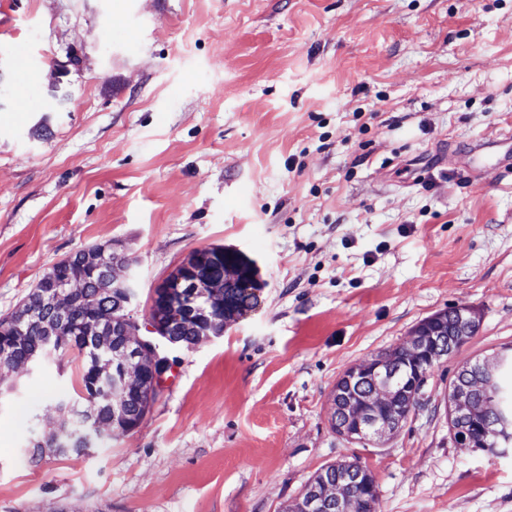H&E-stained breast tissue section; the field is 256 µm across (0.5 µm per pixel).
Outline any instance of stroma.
<instances>
[{
  "mask_svg": "<svg viewBox=\"0 0 512 512\" xmlns=\"http://www.w3.org/2000/svg\"><path fill=\"white\" fill-rule=\"evenodd\" d=\"M111 242L141 320L196 248L266 286L84 456L22 452L60 433L70 375L0 370V512H284L356 457L378 512H512V452L448 428L458 369L512 345V0H0V317ZM461 307L479 329L402 429L338 435L344 372Z\"/></svg>",
  "mask_w": 512,
  "mask_h": 512,
  "instance_id": "obj_1",
  "label": "stroma"
}]
</instances>
